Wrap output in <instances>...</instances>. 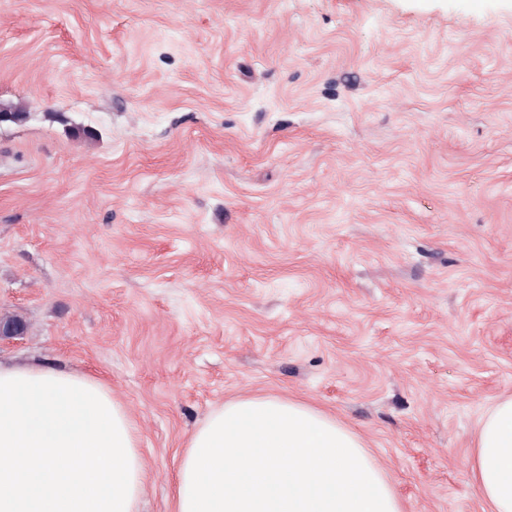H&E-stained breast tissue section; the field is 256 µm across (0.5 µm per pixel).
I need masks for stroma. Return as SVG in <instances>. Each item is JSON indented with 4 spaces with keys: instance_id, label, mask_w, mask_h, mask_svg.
Here are the masks:
<instances>
[{
    "instance_id": "35a3bbf8",
    "label": "stroma",
    "mask_w": 512,
    "mask_h": 512,
    "mask_svg": "<svg viewBox=\"0 0 512 512\" xmlns=\"http://www.w3.org/2000/svg\"><path fill=\"white\" fill-rule=\"evenodd\" d=\"M0 361L98 380L176 512L224 403L357 434L483 512L512 396V0H0ZM470 470L487 512H512V397L481 417Z\"/></svg>"
}]
</instances>
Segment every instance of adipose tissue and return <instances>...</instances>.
Returning <instances> with one entry per match:
<instances>
[{
	"label": "adipose tissue",
	"instance_id": "adipose-tissue-1",
	"mask_svg": "<svg viewBox=\"0 0 512 512\" xmlns=\"http://www.w3.org/2000/svg\"><path fill=\"white\" fill-rule=\"evenodd\" d=\"M487 512H512V397L480 419L470 462ZM145 465L125 407L99 382L0 363V512H134ZM176 512H402L389 474L333 418L246 397L191 434Z\"/></svg>",
	"mask_w": 512,
	"mask_h": 512
}]
</instances>
